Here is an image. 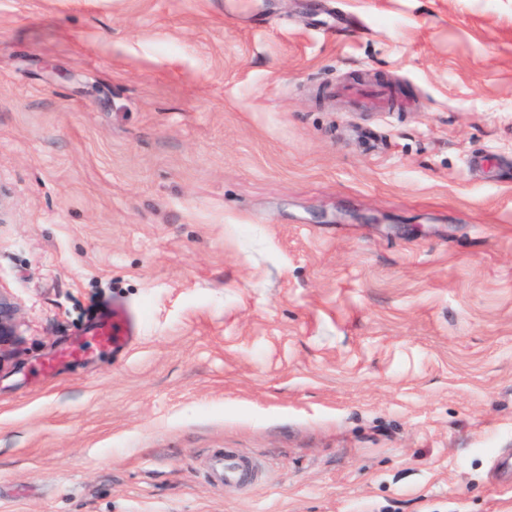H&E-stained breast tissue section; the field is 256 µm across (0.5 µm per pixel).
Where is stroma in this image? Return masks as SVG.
Listing matches in <instances>:
<instances>
[{
  "label": "stroma",
  "mask_w": 512,
  "mask_h": 512,
  "mask_svg": "<svg viewBox=\"0 0 512 512\" xmlns=\"http://www.w3.org/2000/svg\"><path fill=\"white\" fill-rule=\"evenodd\" d=\"M0 190V512H512V0H0ZM329 96L346 111L391 112L395 103L392 89L378 82L343 84L332 87ZM16 306L11 299L0 292V350L15 336ZM136 329L135 315L123 306H110L94 336L101 344L114 348L128 344ZM209 471L215 481L230 487L252 482L261 472V464L235 448H224L209 459Z\"/></svg>",
  "instance_id": "obj_1"
}]
</instances>
